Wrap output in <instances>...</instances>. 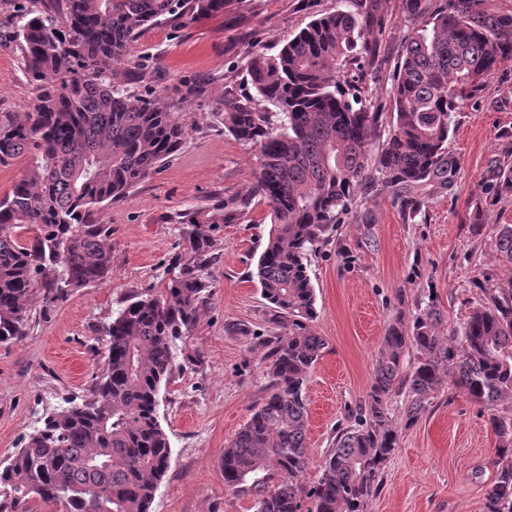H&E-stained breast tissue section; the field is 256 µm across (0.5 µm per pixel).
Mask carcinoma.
Wrapping results in <instances>:
<instances>
[{
  "label": "carcinoma",
  "mask_w": 512,
  "mask_h": 512,
  "mask_svg": "<svg viewBox=\"0 0 512 512\" xmlns=\"http://www.w3.org/2000/svg\"><path fill=\"white\" fill-rule=\"evenodd\" d=\"M234 0H4L0 46L14 45L37 95L27 112H0V166L33 154L28 175L0 198V343L24 336L32 308L103 284L112 272V225L104 209L173 157L189 113L147 98L117 65L148 25L185 27L222 14ZM378 0H337L275 55L253 54L251 91L226 97L212 116L257 148L259 172L245 194L169 217L183 226L184 255L160 290L129 295L103 326L107 356L89 398L60 408L0 461V497L37 498L49 512H151L170 467L157 396L176 361V341L194 330L212 288L218 233L251 208H270L271 228L255 268L277 332L268 348L262 402L224 449V486L256 498V512H367L379 473L397 445L392 396L410 397L419 419L430 397L452 383L489 412L497 475L485 512H512V417L495 413L512 396V285L492 288L486 306L446 335L434 300L388 324L368 399L355 425L338 431L312 485L302 482L306 387L325 342L309 258L357 205L365 186L414 218L454 191L458 163L448 151L453 114L512 60V6L505 0H402L420 20L392 73L390 112L356 85L344 66L375 56L384 18ZM512 193V154L495 156L471 212ZM496 245L512 264V225ZM418 354L402 372L406 351Z\"/></svg>",
  "instance_id": "obj_1"
}]
</instances>
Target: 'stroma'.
Listing matches in <instances>:
<instances>
[{"label": "stroma", "instance_id": "stroma-1", "mask_svg": "<svg viewBox=\"0 0 512 512\" xmlns=\"http://www.w3.org/2000/svg\"><path fill=\"white\" fill-rule=\"evenodd\" d=\"M336 6V0H235L228 12L183 28L141 30L129 48L131 60L144 66L136 91L174 101L179 111L195 113L196 123L169 165L104 210L112 226L111 280L34 307L25 336L0 344V460L25 443L44 413L90 395L104 365L102 324L129 293L161 288L165 266L182 249L181 227L166 223V215L254 185L256 148L225 132L213 113L225 97L248 93L253 53H274ZM378 11L386 27L374 64L348 66L341 79L385 103L415 22L401 0H379ZM201 80L204 97L188 98ZM34 102L19 53L0 46V109L25 112ZM448 148L459 161L453 194L434 198L410 221L390 198L360 190L356 217L311 257L313 328L325 348L307 385L305 484L317 481L337 429L351 425L366 400L397 311L434 293L446 332L487 302L490 289L512 280L494 230L512 224V193L486 205L482 230L468 220L490 158L512 150V61L498 65L483 90L455 112ZM269 230L268 208L258 202L218 234L209 299L196 328L180 340L183 353L159 396L171 465L152 512H254L252 496L225 489L221 459L264 395L266 349L259 340L272 326L253 273ZM407 406L402 395L390 403L398 444L368 512H485V489L497 471L487 411L450 384L417 421L408 422Z\"/></svg>", "mask_w": 512, "mask_h": 512}]
</instances>
